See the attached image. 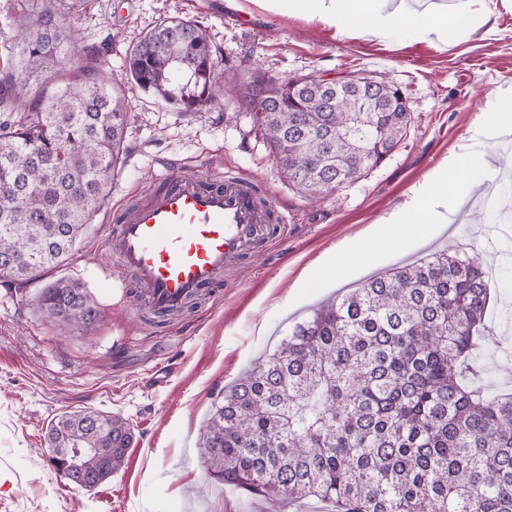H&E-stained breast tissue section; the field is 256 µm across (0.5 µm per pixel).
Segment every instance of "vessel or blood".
Wrapping results in <instances>:
<instances>
[{
  "mask_svg": "<svg viewBox=\"0 0 512 512\" xmlns=\"http://www.w3.org/2000/svg\"><path fill=\"white\" fill-rule=\"evenodd\" d=\"M253 182L248 174L223 179L190 173L172 160L162 186L146 201L115 210L106 247L122 270L134 274L133 299L169 313L215 286L225 267L265 234L267 210Z\"/></svg>",
  "mask_w": 512,
  "mask_h": 512,
  "instance_id": "obj_1",
  "label": "vessel or blood"
}]
</instances>
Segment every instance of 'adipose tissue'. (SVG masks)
Returning a JSON list of instances; mask_svg holds the SVG:
<instances>
[{
  "label": "adipose tissue",
  "instance_id": "obj_1",
  "mask_svg": "<svg viewBox=\"0 0 512 512\" xmlns=\"http://www.w3.org/2000/svg\"><path fill=\"white\" fill-rule=\"evenodd\" d=\"M367 0H289L293 9L310 19L339 29H357L362 35L372 38L383 36L387 19L381 14H366ZM512 132V88L499 90L483 122L475 129L476 144L497 141ZM460 157L449 159L446 170L460 167ZM430 174L416 190L411 201L392 213L382 226L370 228L369 237L382 236L395 243L417 238L426 224L449 223L448 200L454 197L457 186L447 179L445 172Z\"/></svg>",
  "mask_w": 512,
  "mask_h": 512
}]
</instances>
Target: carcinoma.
Masks as SVG:
<instances>
[{
	"label": "carcinoma",
	"instance_id": "1",
	"mask_svg": "<svg viewBox=\"0 0 512 512\" xmlns=\"http://www.w3.org/2000/svg\"><path fill=\"white\" fill-rule=\"evenodd\" d=\"M29 33L0 74V279L25 288L60 266L99 211L123 153L130 118L86 54L82 84L9 111L61 48L59 0H17ZM126 74L142 90L195 112L225 93L261 104L249 113L294 186L316 198L378 166L412 117L385 82L382 111H351L353 95L260 73L219 85L205 31L186 19L158 24L130 51ZM489 302L481 258L444 249L338 293L295 324L215 404L203 435L221 483L292 505L314 497L334 512H512V395L470 381ZM39 308L63 327L93 329L94 299L59 279ZM129 422L88 411L60 415L47 445L89 448L78 481L94 489L119 471L134 442Z\"/></svg>",
	"mask_w": 512,
	"mask_h": 512
}]
</instances>
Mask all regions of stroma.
Here are the masks:
<instances>
[{
  "instance_id": "35a3bbf8",
  "label": "stroma",
  "mask_w": 512,
  "mask_h": 512,
  "mask_svg": "<svg viewBox=\"0 0 512 512\" xmlns=\"http://www.w3.org/2000/svg\"><path fill=\"white\" fill-rule=\"evenodd\" d=\"M389 13L387 35L371 39L312 21L270 0H63L68 44L95 48L104 71L122 79L130 119L125 151L105 207L69 258L45 282H79L101 321L91 333L62 331L38 308L41 285L0 283V512H316L308 500L280 510L275 501L210 478L201 448L209 412L225 386L254 360L273 353L289 327L332 294L398 263L446 246L467 248L497 267L484 357L490 394L512 393V151L471 147L498 88L512 85V0H468L470 21L427 37L414 19L420 0H374ZM202 25L218 77L260 72L281 79L361 71L406 93L412 122L379 166L316 201L298 192L253 129L238 97L183 113L125 80L130 50L160 22ZM83 59L61 50L34 78L31 92L77 83ZM465 154L463 182L448 230L394 246L377 238L340 280L321 277L333 255L353 248L366 228L409 201L448 158ZM225 175L246 173L273 198L288 224L225 270L198 308L149 323L132 305L105 247L110 207L141 199L166 160ZM87 409L119 415L135 440L124 466L93 490L70 484L51 466L44 435L59 414Z\"/></svg>"
}]
</instances>
